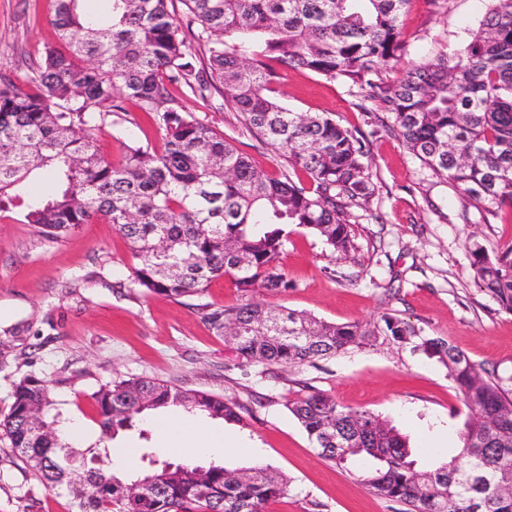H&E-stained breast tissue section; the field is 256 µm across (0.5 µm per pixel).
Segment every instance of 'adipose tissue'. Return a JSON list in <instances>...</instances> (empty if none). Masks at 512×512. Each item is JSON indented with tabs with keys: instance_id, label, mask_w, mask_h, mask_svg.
<instances>
[{
	"instance_id": "ef3b65f1",
	"label": "adipose tissue",
	"mask_w": 512,
	"mask_h": 512,
	"mask_svg": "<svg viewBox=\"0 0 512 512\" xmlns=\"http://www.w3.org/2000/svg\"><path fill=\"white\" fill-rule=\"evenodd\" d=\"M147 425L161 434V449L178 448L186 457L220 451L233 453L238 448L252 447V440L227 432L224 425L211 423L201 427L188 421L184 410L169 408L155 411L145 418Z\"/></svg>"
}]
</instances>
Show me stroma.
Segmentation results:
<instances>
[{"label":"stroma","mask_w":512,"mask_h":512,"mask_svg":"<svg viewBox=\"0 0 512 512\" xmlns=\"http://www.w3.org/2000/svg\"><path fill=\"white\" fill-rule=\"evenodd\" d=\"M489 0H411L402 16V69L462 49ZM51 0H0V74H22L31 53L55 42ZM279 98L296 112H325L365 144L375 195L351 211L352 247L333 253L305 228L289 225L280 264L293 288L264 290L253 302L327 322L377 325L383 314L440 336L471 362L512 376V314L499 310L473 275L471 250L496 254L512 244V209L494 217L463 206L454 185L432 175L406 148L380 102L358 87L302 70L289 72ZM182 106L209 124L265 173L280 163L244 127L220 94ZM135 260L112 225H82L58 243L39 239L19 208L0 212V420L13 385L50 380L62 416L93 423V391L108 382L156 378L238 403V432L258 442L226 458L229 468L270 467L287 494L269 512H405L349 471L320 458L286 407L313 387L343 406L392 421L419 461L429 446L455 447L467 409L446 368L386 338L297 367L240 366L232 341L201 319L193 299L127 289ZM0 512H73L70 498L46 489L0 434Z\"/></svg>","instance_id":"obj_1"}]
</instances>
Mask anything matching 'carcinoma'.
<instances>
[{"label":"carcinoma","instance_id":"1","mask_svg":"<svg viewBox=\"0 0 512 512\" xmlns=\"http://www.w3.org/2000/svg\"><path fill=\"white\" fill-rule=\"evenodd\" d=\"M109 0L87 14L81 0H55L57 42L29 57L25 72L0 75V211L24 208L25 223L58 242L84 224L105 221L137 260L129 287L147 295L196 298L202 319L234 336L244 365L300 366L334 357L383 335L448 370L468 419L454 454L425 468L406 436L368 411L311 391L286 401L318 455L349 471L378 497L408 512H512V390L442 337L421 335L385 314L370 330L318 321L251 302L213 308L201 302L211 282L229 276L244 294L294 287L279 264L288 225L320 237L334 252L351 248L349 209L374 195L364 144L331 117L294 112L276 96L288 70L350 82L381 102L406 147L470 205L494 215L512 208V0H491L460 51L405 70L382 72L402 50L401 18L411 0ZM206 101L218 91L247 128L285 161L280 175L257 170L224 136L170 93ZM153 118L157 151L133 138L118 162L98 152L93 131L108 115L130 122L125 102ZM302 170L311 186L296 183ZM54 183L48 196L29 185ZM472 268L499 309L512 313V245L495 258L474 245ZM0 430L50 491L74 512H267L286 492L269 468L173 464L147 450L148 482L132 498L133 476L102 466L106 442L149 410L181 407L214 420L241 421L239 405L162 380L128 379L91 394L103 451L87 455L57 435L51 384L26 375L14 384ZM165 477L163 483L154 480Z\"/></svg>","mask_w":512,"mask_h":512}]
</instances>
